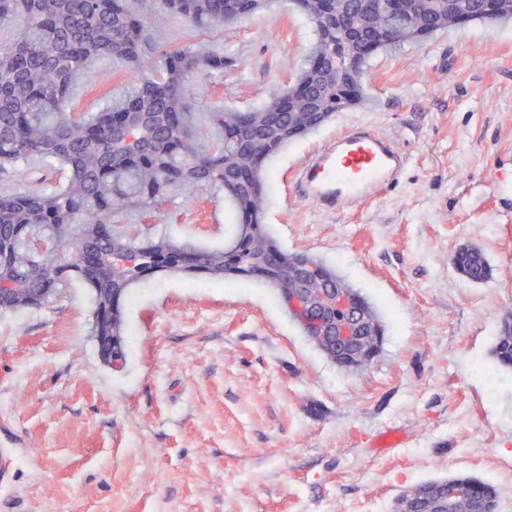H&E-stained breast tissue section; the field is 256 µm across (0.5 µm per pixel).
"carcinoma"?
Masks as SVG:
<instances>
[{"label":"carcinoma","mask_w":512,"mask_h":512,"mask_svg":"<svg viewBox=\"0 0 512 512\" xmlns=\"http://www.w3.org/2000/svg\"><path fill=\"white\" fill-rule=\"evenodd\" d=\"M246 0H140L155 19L183 15L204 30L242 18ZM323 12L309 0H293L313 24V53L320 72L304 68L305 101L288 105L276 90L268 104L210 113L209 132L195 112L201 91L216 83L224 57L176 45L144 58L142 23L127 0H0V26L17 23L19 37L0 49V181L18 176L33 159L60 166L59 187L38 186L0 194V314L40 308L77 281L92 294L90 334L110 343L101 353L112 365L125 358L123 301L147 281L136 273L153 253H174L179 265L158 273L222 283L243 278L273 288L289 306L293 296L320 313L323 296L339 288L353 297L352 316L363 335L355 348L338 350L334 330L317 344L346 370L370 364L380 353L385 326L370 302L336 270L301 252L283 249L265 222L268 202L264 163L293 139L350 107L362 89L372 52L416 39L393 22L397 9L424 28L442 29L453 13L460 24H493L512 10L490 0H327ZM121 59L129 64V93L105 96L96 112L71 108L75 78L87 65ZM184 195L198 203L224 195L234 209L224 241L199 228L169 222L166 205ZM452 265L479 283L489 263L477 249L459 250ZM512 368V319L506 318L493 348ZM476 486L474 496L448 504V485ZM493 485L474 477L422 480L401 496L392 512H496Z\"/></svg>","instance_id":"obj_1"}]
</instances>
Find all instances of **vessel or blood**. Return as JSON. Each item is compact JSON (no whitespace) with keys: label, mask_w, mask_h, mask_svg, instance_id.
Segmentation results:
<instances>
[{"label":"vessel or blood","mask_w":512,"mask_h":512,"mask_svg":"<svg viewBox=\"0 0 512 512\" xmlns=\"http://www.w3.org/2000/svg\"><path fill=\"white\" fill-rule=\"evenodd\" d=\"M406 164L389 137L357 125L312 151L297 169L296 182L303 196L323 210L344 212L379 198L399 181Z\"/></svg>","instance_id":"1"}]
</instances>
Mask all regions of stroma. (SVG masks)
<instances>
[{
    "mask_svg": "<svg viewBox=\"0 0 512 512\" xmlns=\"http://www.w3.org/2000/svg\"><path fill=\"white\" fill-rule=\"evenodd\" d=\"M145 52L224 58L205 111L246 110L293 81L314 40L290 0L205 32L145 18ZM117 62L82 75L96 111ZM360 102L266 164L278 243L334 268L386 325L379 357L340 369L258 283L159 275L125 303V358L90 336L75 284L0 315V512H390L415 483L495 486L512 512V368L492 347L512 313V17L437 31L369 59ZM371 125L408 157L381 200L342 213L293 175L323 142ZM483 252L488 278L451 263ZM451 262L456 271L471 282H482L489 275V263L477 249H461L452 257Z\"/></svg>",
    "mask_w": 512,
    "mask_h": 512,
    "instance_id": "stroma-1",
    "label": "stroma"
}]
</instances>
